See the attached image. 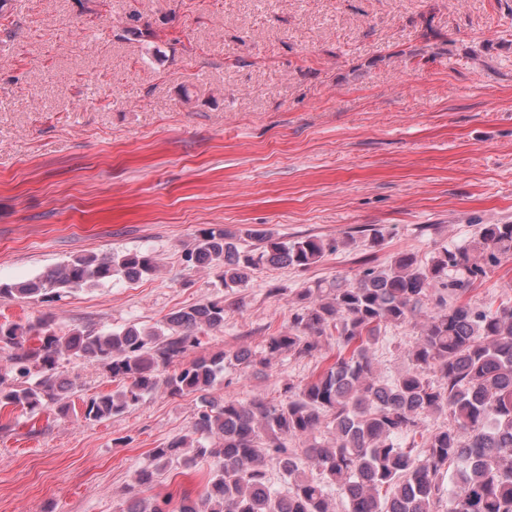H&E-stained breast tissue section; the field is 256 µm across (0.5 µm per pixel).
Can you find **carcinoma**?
Returning a JSON list of instances; mask_svg holds the SVG:
<instances>
[{"label": "carcinoma", "instance_id": "cac0c4a2", "mask_svg": "<svg viewBox=\"0 0 512 512\" xmlns=\"http://www.w3.org/2000/svg\"><path fill=\"white\" fill-rule=\"evenodd\" d=\"M250 238L255 244L247 249L231 230L204 229L182 262L240 288L264 264L306 270L356 243L348 232L328 240ZM511 259L512 223L484 224L471 243L443 246L426 262L401 252L352 280L303 288L300 311L288 330L269 338L258 361L243 349L183 363L200 344L198 333L224 328L234 301L191 305L152 330L82 327L60 336L48 318L0 323V408L34 413L52 403L63 414L78 411L65 401L74 383L58 371L64 352L102 365L119 385L83 401L78 412L86 421L120 415L161 385L172 395H196L192 435L153 449L135 482L148 486L172 464L189 465L183 450L194 446L214 461L204 494L176 508L168 497L132 498L123 512H335L334 487L345 512H512V303L463 300L488 270ZM156 270L147 252L92 253L22 283H0V297L46 301ZM403 324L417 329L410 366L388 377L373 354L385 341L382 330ZM333 335L336 361L312 380L288 385L277 403L208 397L227 361L249 368L284 353L313 357L321 338ZM175 363L181 367L161 376ZM34 373L39 380L31 385ZM323 429L329 437L309 439ZM272 466L288 481L287 493L274 488Z\"/></svg>", "mask_w": 512, "mask_h": 512}]
</instances>
